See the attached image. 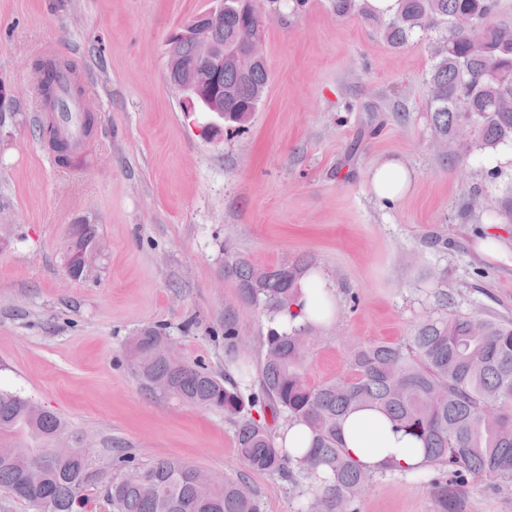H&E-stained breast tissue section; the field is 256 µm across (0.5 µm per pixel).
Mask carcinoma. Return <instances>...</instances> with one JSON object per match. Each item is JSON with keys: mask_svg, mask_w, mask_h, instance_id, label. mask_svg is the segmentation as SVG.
<instances>
[{"mask_svg": "<svg viewBox=\"0 0 512 512\" xmlns=\"http://www.w3.org/2000/svg\"><path fill=\"white\" fill-rule=\"evenodd\" d=\"M397 13L377 19L394 48L413 34L445 30L429 75V118L437 137L447 142L443 158L464 166L473 148L494 151L512 144V49L501 45L505 25L491 20L496 0H484L486 26L481 40L465 35L467 20L477 17L475 0H399ZM245 17L224 15V28L212 33L217 44L230 41ZM38 94L47 112L42 137L65 167L84 162L81 144L61 136L57 115L67 111L56 77L75 64L58 66L52 57L34 61ZM269 83L264 63L243 77L224 63V120L243 124L262 102ZM474 125L470 142L461 144L456 130ZM72 251L95 236L92 224L70 229ZM312 261L299 257L286 266L255 265L243 259L224 261V276L235 282L239 298L262 309L274 322L297 305L301 281ZM312 325L270 330L260 364V394L245 400L240 388L182 360L173 350L160 353L167 337L152 328L137 334L142 386L161 382L166 395L190 407L221 410L238 419L237 452L250 469L275 473L300 487L309 484L312 498L300 512H348L373 473L348 454L341 423L351 412L368 408L385 415L394 431L422 441L426 467L480 480L512 479V321L480 318L462 312L431 313L404 341L357 344L348 355L349 372L335 380L311 384L305 365L312 343L303 337ZM269 408L272 418L303 422L312 436L310 450L295 456L279 446L262 419L248 406ZM67 432L59 416L32 412V402L0 391V491L25 501L33 512H85L87 491L100 485L110 512H262L244 478L198 480L199 468L179 459L158 457L136 466L137 480L123 470L131 459L112 462L115 473L104 478L95 468L93 449L71 435L70 449H56ZM29 465L42 470L37 488L25 482Z\"/></svg>", "mask_w": 512, "mask_h": 512, "instance_id": "obj_1", "label": "carcinoma"}]
</instances>
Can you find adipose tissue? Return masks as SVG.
<instances>
[{"label":"adipose tissue","instance_id":"1","mask_svg":"<svg viewBox=\"0 0 512 512\" xmlns=\"http://www.w3.org/2000/svg\"><path fill=\"white\" fill-rule=\"evenodd\" d=\"M414 173L395 159L378 162L370 170L375 197L386 203L400 201L411 189ZM297 323H325L335 314L331 285L319 273L312 274L301 299ZM343 441L349 455L364 469L374 473L396 467L421 466V444L414 438L394 433L387 418L373 410L350 413L343 423Z\"/></svg>","mask_w":512,"mask_h":512}]
</instances>
